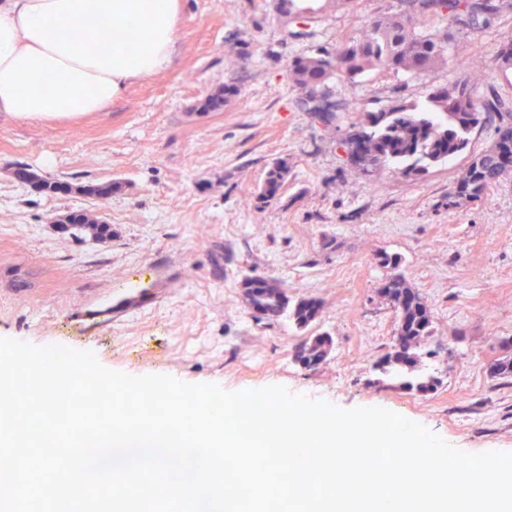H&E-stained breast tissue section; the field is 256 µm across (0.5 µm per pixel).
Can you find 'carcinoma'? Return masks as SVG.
<instances>
[{
    "label": "carcinoma",
    "mask_w": 512,
    "mask_h": 512,
    "mask_svg": "<svg viewBox=\"0 0 512 512\" xmlns=\"http://www.w3.org/2000/svg\"><path fill=\"white\" fill-rule=\"evenodd\" d=\"M406 11L381 16L360 34L337 49L317 48L311 54L293 58L289 75L306 93L304 105L321 123L329 125L336 117V104L327 100L328 82L343 77L351 83L374 70L421 73L448 60V39L430 31L436 19L448 28L473 26L497 15L502 0H405ZM121 35L116 27H99L80 33L97 45H112ZM461 69L469 78L448 87L434 89L423 107L400 100L381 111L362 113L359 130L346 141L351 159L359 165L394 163L406 176H420L449 157L464 151L471 133L485 124L493 113L506 112L512 104L502 98L474 97L471 79L480 63L467 59ZM290 173L288 160L278 158L268 167L258 199L274 200ZM512 173V123L498 128L491 147L471 157L463 172L448 189V206L459 207L480 199L488 190ZM70 232L77 238L101 237L110 226L93 213H82L70 221ZM241 288L248 304L262 306L264 319H286L298 330L317 321L320 302L315 298L290 299L280 281L263 276H246ZM383 294L398 316V350L388 353L381 366L385 375L399 378L389 387L426 393L435 389L433 376L402 378L401 369H414L421 344L432 334L431 310L401 274L387 279ZM334 340L326 333L306 337L295 350V359L307 368L327 359Z\"/></svg>",
    "instance_id": "obj_1"
}]
</instances>
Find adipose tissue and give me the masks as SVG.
Returning a JSON list of instances; mask_svg holds the SVG:
<instances>
[{
  "label": "adipose tissue",
  "mask_w": 512,
  "mask_h": 512,
  "mask_svg": "<svg viewBox=\"0 0 512 512\" xmlns=\"http://www.w3.org/2000/svg\"><path fill=\"white\" fill-rule=\"evenodd\" d=\"M180 0H0V113L76 118L101 111L139 80L165 71ZM117 26L100 50L74 30Z\"/></svg>",
  "instance_id": "ef3b65f1"
}]
</instances>
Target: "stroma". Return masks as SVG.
I'll list each match as a JSON object with an SVG mask.
<instances>
[{"instance_id": "stroma-1", "label": "stroma", "mask_w": 512, "mask_h": 512, "mask_svg": "<svg viewBox=\"0 0 512 512\" xmlns=\"http://www.w3.org/2000/svg\"><path fill=\"white\" fill-rule=\"evenodd\" d=\"M309 31L295 37L280 0H181L171 67L131 86L107 109L74 119L0 115V338L93 351L133 376L166 374L229 392L285 386L340 409L382 407L474 454H512V382L489 366L512 339V177L482 199L449 208L448 189L471 155L489 147L500 118L471 136L467 152L419 177L396 165L350 163L344 146L364 110L424 101L460 81L452 64L418 75L375 71L352 84L336 78L338 105L326 126L306 112L288 75L291 59L341 46L401 0H299ZM512 40V9L457 30L449 53L482 67L474 90L512 100V69L500 46ZM227 90L221 109L198 114ZM287 159L280 199L260 202L274 159ZM71 184L50 193L19 169ZM112 184L100 199L82 185ZM90 211L109 237L74 238L57 218ZM395 255L385 268L381 255ZM401 273L426 301L433 334L420 370L440 378L428 395L379 384L377 361L391 351L396 315L379 288ZM281 280L289 297L320 301L316 323L255 321L240 282ZM153 285L155 305L122 296ZM86 310L78 326L69 315ZM334 348L309 369L295 358L307 335ZM265 360L247 373L244 357Z\"/></svg>"}]
</instances>
